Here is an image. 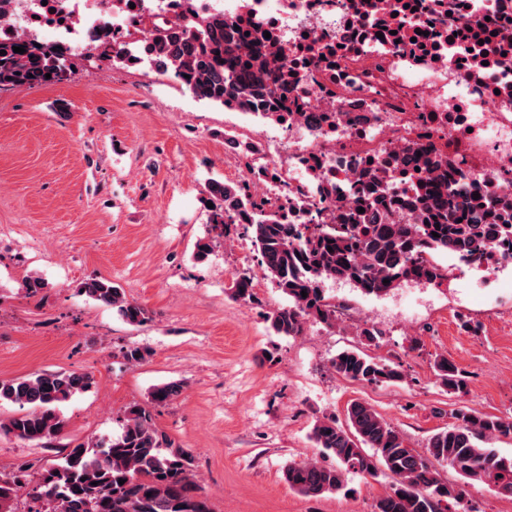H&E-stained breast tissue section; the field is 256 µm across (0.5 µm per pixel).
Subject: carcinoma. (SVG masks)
<instances>
[{
    "label": "carcinoma",
    "instance_id": "1",
    "mask_svg": "<svg viewBox=\"0 0 512 512\" xmlns=\"http://www.w3.org/2000/svg\"><path fill=\"white\" fill-rule=\"evenodd\" d=\"M97 39L82 60L97 55L112 62L124 60V47L113 40L111 31L101 32ZM240 42L235 26L211 17L156 28L147 51L157 70L173 74L200 99L222 104L230 98L247 108H269L275 105L271 68L258 49L240 55ZM15 46L25 52H14ZM79 66L55 43L44 51L26 33L0 38V90L61 81ZM47 73L51 78L45 77ZM361 194L340 224L321 223L315 209L305 223L293 224L284 211L258 207L248 183L212 180L201 198L209 230L197 240L194 258L209 256L219 239L228 237L231 226L247 227L264 275L288 297V305L268 317L272 330L288 337L301 335L309 322L334 329L343 321L342 309L323 291L325 280H344L380 296L402 281L442 285L446 275L433 259L438 251H450L468 264L494 250L512 260V213L505 209L479 203L463 212L455 203L456 188L432 186L409 202L422 211L424 223L380 224V191L368 185ZM385 279L389 283H383ZM231 290L245 304L259 301L254 276L248 272L237 274ZM303 291L307 296L301 295ZM81 292L111 307L128 324L150 320L144 305L128 299L108 279H90ZM332 368L345 379L371 385L404 380L400 364L359 348L339 352ZM434 375L448 394L460 398L467 393L466 376L448 357L435 359ZM93 384L92 375L78 371L0 380V402L20 409L8 421H0V434L53 448L64 429L59 405ZM181 390L178 382L163 384L150 393L151 402L165 403ZM450 417L453 422L433 433L419 450L368 402L353 400L346 408V423L325 417L311 429L315 447L335 456L336 464L291 462L283 471L284 480L298 493L317 498L345 489L350 474L365 480L388 476L391 482L376 500L374 512H451L476 482L512 497V458L493 447L496 440L512 439V416L481 414L457 403ZM58 454L60 461L45 469L33 488L31 498L38 508L27 512H212L198 488L192 457L156 427L144 407L127 411L117 436L93 445L67 446ZM448 467L459 476L458 482L444 477ZM30 482L24 464L0 470V507L18 512V493Z\"/></svg>",
    "mask_w": 512,
    "mask_h": 512
}]
</instances>
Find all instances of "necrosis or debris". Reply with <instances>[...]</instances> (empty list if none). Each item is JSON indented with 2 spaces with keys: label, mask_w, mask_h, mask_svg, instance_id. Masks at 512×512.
Masks as SVG:
<instances>
[{
  "label": "necrosis or debris",
  "mask_w": 512,
  "mask_h": 512,
  "mask_svg": "<svg viewBox=\"0 0 512 512\" xmlns=\"http://www.w3.org/2000/svg\"><path fill=\"white\" fill-rule=\"evenodd\" d=\"M13 28L84 53L110 29L223 15L260 47L282 97L273 150L239 165L256 202L318 206L336 224L362 182L384 183L385 219L418 224L422 184L465 180L512 207V0H11ZM425 152L435 170L418 167ZM461 190L459 206L471 194Z\"/></svg>",
  "instance_id": "obj_1"
}]
</instances>
